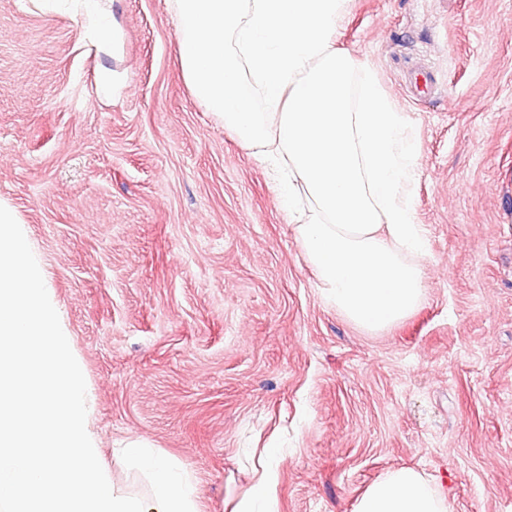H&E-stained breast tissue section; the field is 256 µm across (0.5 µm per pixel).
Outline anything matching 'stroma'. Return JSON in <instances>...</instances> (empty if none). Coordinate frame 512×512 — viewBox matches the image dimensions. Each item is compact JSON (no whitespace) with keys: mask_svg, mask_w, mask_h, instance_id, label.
I'll list each match as a JSON object with an SVG mask.
<instances>
[{"mask_svg":"<svg viewBox=\"0 0 512 512\" xmlns=\"http://www.w3.org/2000/svg\"><path fill=\"white\" fill-rule=\"evenodd\" d=\"M108 7L100 56L77 16L0 0V196L113 479L144 490L118 451L144 438L195 476L200 512H226L273 442L280 512H354L402 466L449 512H512V0H348L338 22L418 150L426 296L379 333L322 300L265 169L191 95L169 0Z\"/></svg>","mask_w":512,"mask_h":512,"instance_id":"1","label":"stroma"}]
</instances>
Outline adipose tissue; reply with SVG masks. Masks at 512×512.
<instances>
[{"label":"adipose tissue","instance_id":"1","mask_svg":"<svg viewBox=\"0 0 512 512\" xmlns=\"http://www.w3.org/2000/svg\"><path fill=\"white\" fill-rule=\"evenodd\" d=\"M345 0H172L192 95L266 166L323 301L383 331L422 304L427 251L411 206L417 152L403 113L367 68L333 44ZM80 16L97 53L114 47L101 0H43ZM278 471L258 467L233 512H279ZM438 480L399 467L355 512H448Z\"/></svg>","mask_w":512,"mask_h":512}]
</instances>
